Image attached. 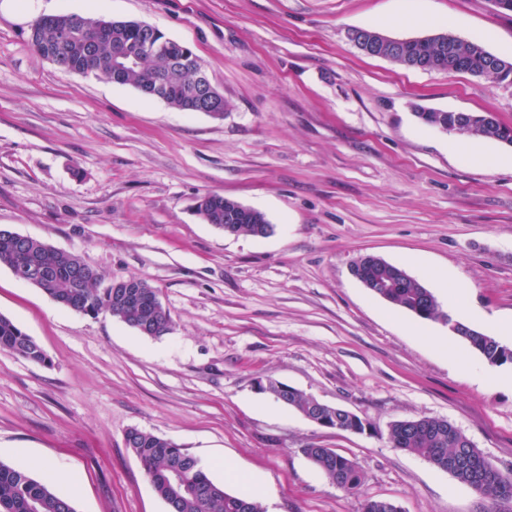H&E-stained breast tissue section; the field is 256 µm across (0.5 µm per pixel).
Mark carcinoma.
Here are the masks:
<instances>
[{"label":"carcinoma","instance_id":"cac0c4a2","mask_svg":"<svg viewBox=\"0 0 512 512\" xmlns=\"http://www.w3.org/2000/svg\"><path fill=\"white\" fill-rule=\"evenodd\" d=\"M36 29L30 43L35 52L46 49L78 67V74L112 78V82L144 92L146 87H162L164 101L173 108L189 112L195 106L194 72L178 60L165 56L143 55L124 70L112 71V51L118 45L136 46L141 25L123 20L109 25V36L82 50L69 40L59 38L54 28L35 20ZM379 52L391 56L394 63L415 69L467 73L482 78L493 86L512 85V63L495 69L488 66L491 57L480 41L460 39L440 33L432 38H414L406 42L399 54L387 45ZM417 118L425 125L446 133L479 135L512 145V137L504 135L507 127L481 113L443 112L422 108ZM195 213L207 224L223 230L231 228L238 235L266 237L271 225L257 210L241 211L238 202L220 195L204 196L196 204ZM0 264L10 269L28 268L41 272L39 288L57 304L86 314L108 311L113 317L146 335L161 338L169 333L172 320L169 311L156 302L157 290L133 299H122L112 289L101 287L98 271L77 255L64 254L46 243L31 247L18 244L10 229L0 227ZM402 268L375 256L361 258L352 272L360 281L383 284L373 289L377 297L423 320L448 317L432 292L415 278L401 277ZM457 335L478 352L490 365H512V348L495 337L461 323ZM0 352H7L30 362L42 364L46 357L41 347L12 320L0 314ZM261 390L296 410L301 415H315L317 405L312 398L286 384L268 381ZM321 414L341 430H364L363 421L351 412L326 407ZM393 446L409 454L421 456L437 469L449 473L458 482L471 487L491 504L512 500V474L496 468L476 447L467 448L463 432L446 419L421 417L395 421L389 429ZM128 449L142 463L146 477L158 497L175 504L174 512H266L255 499L227 492L216 483L200 461L176 443L152 433L131 429L126 435ZM311 463L336 487L348 494H360L364 482L358 463L333 448H309ZM0 512H76L62 487L48 480H38L26 470L0 461ZM361 512H396V504L388 499L365 497Z\"/></svg>","mask_w":512,"mask_h":512}]
</instances>
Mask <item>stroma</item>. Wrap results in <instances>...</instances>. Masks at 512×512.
Masks as SVG:
<instances>
[{
	"mask_svg": "<svg viewBox=\"0 0 512 512\" xmlns=\"http://www.w3.org/2000/svg\"><path fill=\"white\" fill-rule=\"evenodd\" d=\"M136 20L189 46L223 93L220 119L181 112L101 76L66 73L29 45L34 19ZM353 28L481 40L512 61V16L492 0H19L0 13V226L157 289L161 338L110 313L58 306L0 266V314L42 348L0 352V461L49 462L76 512H167L125 445L172 440L228 492L230 463L267 512H512L393 448L398 420L437 417L512 473V367H493L440 321L372 295L351 273L372 254L422 281L445 271L471 305L512 319V166L449 146L416 107L512 126V88L400 66L356 48ZM217 194L262 212L264 238L203 223ZM447 337L469 363L432 343ZM275 380L367 424L321 428L259 391ZM358 462L361 496L305 456Z\"/></svg>",
	"mask_w": 512,
	"mask_h": 512,
	"instance_id": "stroma-1",
	"label": "stroma"
}]
</instances>
